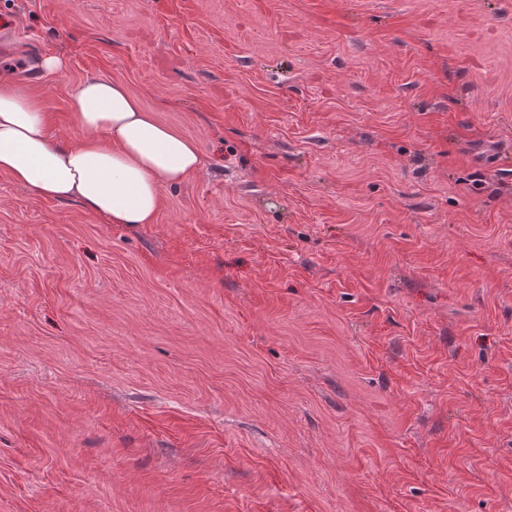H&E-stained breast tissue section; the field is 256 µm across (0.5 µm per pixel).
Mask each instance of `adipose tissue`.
<instances>
[{
    "label": "adipose tissue",
    "instance_id": "obj_1",
    "mask_svg": "<svg viewBox=\"0 0 512 512\" xmlns=\"http://www.w3.org/2000/svg\"><path fill=\"white\" fill-rule=\"evenodd\" d=\"M73 106L77 140L53 126L38 96L0 78V172L109 224L155 223L163 188L202 167L196 142L107 77L85 79Z\"/></svg>",
    "mask_w": 512,
    "mask_h": 512
}]
</instances>
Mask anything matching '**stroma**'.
Listing matches in <instances>:
<instances>
[{
	"instance_id": "obj_1",
	"label": "stroma",
	"mask_w": 512,
	"mask_h": 512,
	"mask_svg": "<svg viewBox=\"0 0 512 512\" xmlns=\"http://www.w3.org/2000/svg\"><path fill=\"white\" fill-rule=\"evenodd\" d=\"M2 24L59 131L105 76L203 167L135 226L0 173V512H512V0Z\"/></svg>"
}]
</instances>
